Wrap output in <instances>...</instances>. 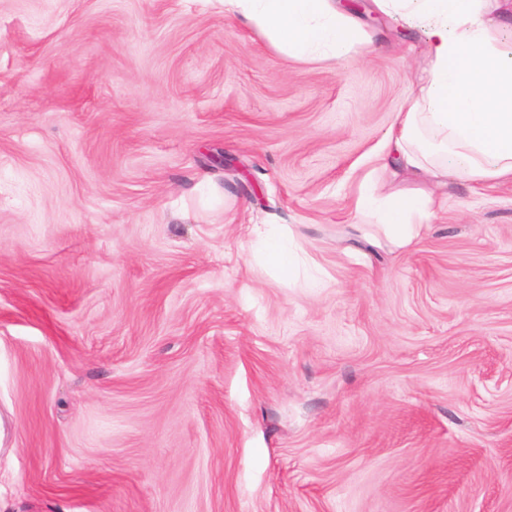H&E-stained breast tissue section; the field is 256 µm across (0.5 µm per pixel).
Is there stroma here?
Here are the masks:
<instances>
[{
  "label": "stroma",
  "mask_w": 512,
  "mask_h": 512,
  "mask_svg": "<svg viewBox=\"0 0 512 512\" xmlns=\"http://www.w3.org/2000/svg\"><path fill=\"white\" fill-rule=\"evenodd\" d=\"M219 0H0V512H512V182L355 209L426 67ZM289 234L283 279L256 230ZM432 203L431 193L418 188L392 192L384 197L362 193L357 209L375 214L396 242L406 244L418 235L421 225L431 216Z\"/></svg>",
  "instance_id": "1"
}]
</instances>
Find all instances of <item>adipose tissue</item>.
Segmentation results:
<instances>
[{
  "label": "adipose tissue",
  "instance_id": "1",
  "mask_svg": "<svg viewBox=\"0 0 512 512\" xmlns=\"http://www.w3.org/2000/svg\"><path fill=\"white\" fill-rule=\"evenodd\" d=\"M424 37L427 69L419 94L388 134L382 170L402 166L421 188L377 197L357 208L376 215L393 239L411 242L431 215L425 182L453 174L467 182L512 181V0H375ZM290 56L317 53L346 61L365 38L330 0H224Z\"/></svg>",
  "mask_w": 512,
  "mask_h": 512
}]
</instances>
